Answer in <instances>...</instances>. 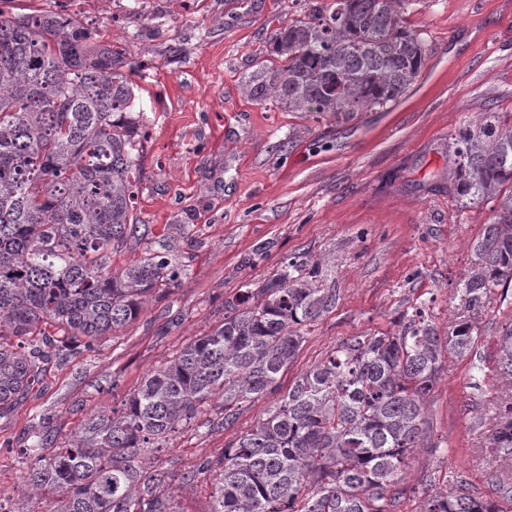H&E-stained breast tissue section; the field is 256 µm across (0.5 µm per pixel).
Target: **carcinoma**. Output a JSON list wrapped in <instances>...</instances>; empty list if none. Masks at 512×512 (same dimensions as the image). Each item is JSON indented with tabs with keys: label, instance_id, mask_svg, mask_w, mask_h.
Listing matches in <instances>:
<instances>
[{
	"label": "carcinoma",
	"instance_id": "carcinoma-1",
	"mask_svg": "<svg viewBox=\"0 0 512 512\" xmlns=\"http://www.w3.org/2000/svg\"><path fill=\"white\" fill-rule=\"evenodd\" d=\"M277 27L243 85L288 112L349 117L401 97L426 58L407 0H303ZM112 46L62 16L0 14V417L42 365L89 350L134 321L180 272L147 253L121 269L112 252L135 231L134 84ZM460 207L497 200L460 281L472 305L512 285V123L495 112L461 127L448 154ZM318 267L276 274L224 301V321L188 342L129 392L121 410L90 413L65 448L25 449L28 501L46 512H178L171 476L148 470L184 422L206 409L233 426L294 361L302 328L336 304ZM52 324L59 336H44ZM481 336L465 322L447 348L415 305L394 332L352 336L300 373L250 429L183 475L212 474V512H396L412 454L430 438L428 402L445 352ZM497 372L512 387V316L501 323ZM489 444L512 463V395L493 403ZM421 512H504L458 477Z\"/></svg>",
	"mask_w": 512,
	"mask_h": 512
}]
</instances>
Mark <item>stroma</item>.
Returning a JSON list of instances; mask_svg holds the SVG:
<instances>
[{
	"label": "stroma",
	"mask_w": 512,
	"mask_h": 512,
	"mask_svg": "<svg viewBox=\"0 0 512 512\" xmlns=\"http://www.w3.org/2000/svg\"><path fill=\"white\" fill-rule=\"evenodd\" d=\"M427 49L407 92L350 118L287 112L242 90L252 60L294 12L293 0H0V12L60 13L85 24L133 62L143 114L136 187L137 233L112 256L124 267L147 251L182 273L157 290L137 320L92 350L51 360L42 382L0 418V512H22L19 488L34 434L60 448L95 409L120 405L153 370L224 318V302L295 262L317 268L336 304L305 330L280 388L343 340L397 329L402 314L430 308L443 341L469 322L482 336L446 355L430 394L432 445L418 449L397 512H420L426 477L463 474L471 492L497 499L512 465L486 450L501 389L496 341L512 290L469 305L456 292L474 262L472 242L495 205L457 206L447 182L458 129L484 112L512 119V0H409ZM482 363L481 389L471 384ZM244 403L235 424L198 417L150 461L172 475L180 512H212L213 478L182 476L218 455L276 403Z\"/></svg>",
	"instance_id": "obj_1"
}]
</instances>
